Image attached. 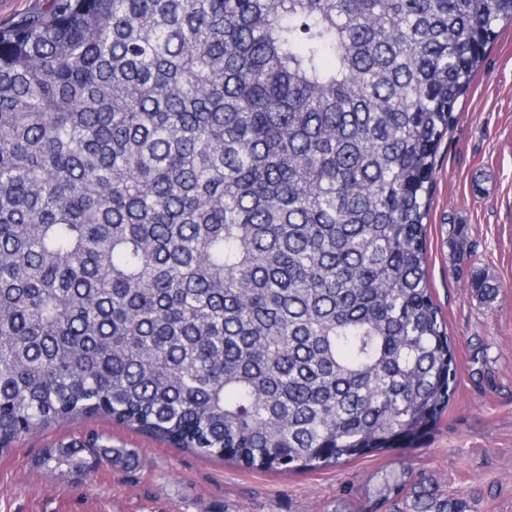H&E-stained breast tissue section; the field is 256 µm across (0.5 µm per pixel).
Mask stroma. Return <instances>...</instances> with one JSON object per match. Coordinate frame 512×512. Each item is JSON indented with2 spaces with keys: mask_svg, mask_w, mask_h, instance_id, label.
I'll list each match as a JSON object with an SVG mask.
<instances>
[{
  "mask_svg": "<svg viewBox=\"0 0 512 512\" xmlns=\"http://www.w3.org/2000/svg\"><path fill=\"white\" fill-rule=\"evenodd\" d=\"M437 152L428 274L455 349L456 389L424 447L319 471L250 472L96 415L22 433L0 454V512H391L377 486L409 470L475 512H512V25L501 24ZM498 285L486 300L475 273ZM99 438L130 462L47 471L49 449Z\"/></svg>",
  "mask_w": 512,
  "mask_h": 512,
  "instance_id": "stroma-1",
  "label": "stroma"
}]
</instances>
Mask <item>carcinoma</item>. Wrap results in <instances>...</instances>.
<instances>
[{
	"mask_svg": "<svg viewBox=\"0 0 512 512\" xmlns=\"http://www.w3.org/2000/svg\"><path fill=\"white\" fill-rule=\"evenodd\" d=\"M512 0H50L0 27V452L103 414L298 473L455 392L438 147ZM91 439L44 467L88 472ZM379 495L472 512L408 473Z\"/></svg>",
	"mask_w": 512,
	"mask_h": 512,
	"instance_id": "cac0c4a2",
	"label": "carcinoma"
}]
</instances>
